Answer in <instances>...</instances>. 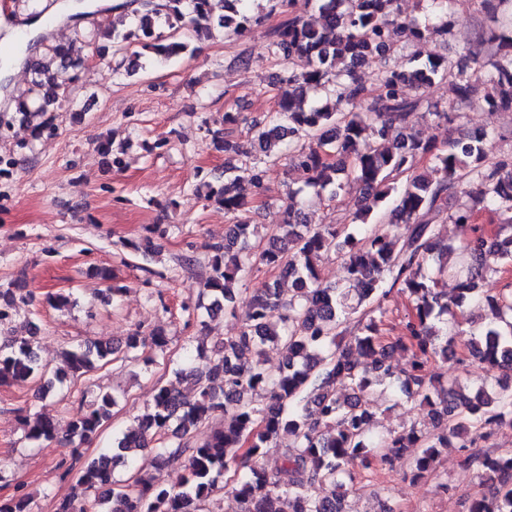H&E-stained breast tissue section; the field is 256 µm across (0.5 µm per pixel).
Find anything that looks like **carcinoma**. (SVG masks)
Returning a JSON list of instances; mask_svg holds the SVG:
<instances>
[{
  "label": "carcinoma",
  "mask_w": 512,
  "mask_h": 512,
  "mask_svg": "<svg viewBox=\"0 0 512 512\" xmlns=\"http://www.w3.org/2000/svg\"><path fill=\"white\" fill-rule=\"evenodd\" d=\"M255 0H123L112 10L132 9L133 25L110 26L67 44H47L26 58L32 78L13 97V112L43 117L73 99L85 66L89 41H111L124 51L135 43L161 60L188 50L186 41H169L166 27L199 33L202 21L212 23L204 34L224 31L242 36L261 25L252 14ZM316 15L290 19L273 35L268 49L285 62L295 56L308 61L306 71H288L281 79L277 108L253 121L247 142L232 136L238 116L224 113V135L216 149L240 157L237 166L196 187L224 208L231 225L224 242L211 247L210 275L205 285L206 318L234 307L240 289L262 268L292 281L283 297L280 283L266 282L255 291L240 331L213 346V361L196 364L188 337L177 370L191 396L168 385L155 387L147 410L136 424L115 437L112 446L77 472L85 495L57 501L55 512H220L218 494L224 474L232 473L238 512H347L345 483L357 466L379 461L419 480L431 473L442 449L459 441L461 466L475 469L488 491L471 499L468 512H512V448L493 454L471 449L494 431L512 427V387L496 382L473 391L457 390L445 380L448 359L485 361L512 372V284L496 296H483L487 258L512 262V152L487 158L495 129L466 130L446 145L420 137L409 117L424 106L423 91L437 80L451 79L457 100L471 104L478 86L485 88L484 109L512 110V26L491 32L481 55L467 54L452 64L446 57L414 54L405 67L391 68L388 58L401 44H424L451 34L450 0H427L432 18L420 24L402 15L401 0H314ZM34 21L53 20L42 0H21ZM374 68L368 85L359 71ZM411 88L416 94L410 95ZM359 104L363 111L350 107ZM108 167H123V148L100 143ZM286 160L304 175V186L316 197L334 200L357 187L361 205L350 224H308L296 197L288 193L283 222L255 250L254 225L248 213L253 194L263 187L266 167ZM431 163V175L417 174V163ZM406 176L404 182L399 177ZM467 200L448 210L456 195ZM392 205L390 223L406 225L395 239L369 226L375 208ZM503 216L502 225L486 232L475 225V207ZM473 225V235L454 247L440 239L437 222ZM462 260L448 265V253ZM336 255L344 267V283L321 281L319 262ZM456 282L455 294L440 288L445 278ZM394 291L407 295L412 307L401 335H384L385 302ZM485 301L486 322L471 333L460 357L448 325L461 326L458 310L467 301ZM26 297L12 287L0 289V325ZM357 323L351 334L347 324ZM36 336H7L0 344V384L42 381L43 396L55 383L82 377L123 352L122 360L148 364L169 349L162 329L144 336L135 330L125 347L110 341L78 344L64 352L67 369L50 371L39 357ZM273 344L283 362L265 367L262 356ZM407 356L397 371L391 354ZM394 385L395 400H417L427 407L432 430L412 425L375 436L374 415L364 402L374 385ZM114 394L100 393L77 412L66 428L41 413L24 416L26 436L33 442L59 437L79 445L99 436L118 406ZM222 422L204 441L197 429ZM288 436L279 461L270 463L268 448ZM131 469L129 481L117 480L114 467ZM180 464L186 475L179 489L155 484L153 471ZM288 474V482L281 480ZM0 512H32L31 496L18 486L0 497Z\"/></svg>",
  "instance_id": "carcinoma-1"
}]
</instances>
